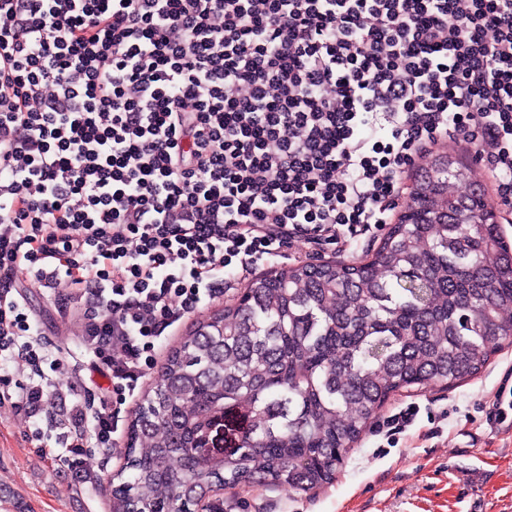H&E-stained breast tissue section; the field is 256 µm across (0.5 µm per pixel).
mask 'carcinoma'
<instances>
[{"label":"carcinoma","instance_id":"cac0c4a2","mask_svg":"<svg viewBox=\"0 0 512 512\" xmlns=\"http://www.w3.org/2000/svg\"><path fill=\"white\" fill-rule=\"evenodd\" d=\"M469 166L444 151L364 261L298 264L252 280L197 320L144 394L113 512H199L218 487L331 483L390 393L478 375L512 343V247ZM243 405L238 446L203 451Z\"/></svg>","mask_w":512,"mask_h":512}]
</instances>
